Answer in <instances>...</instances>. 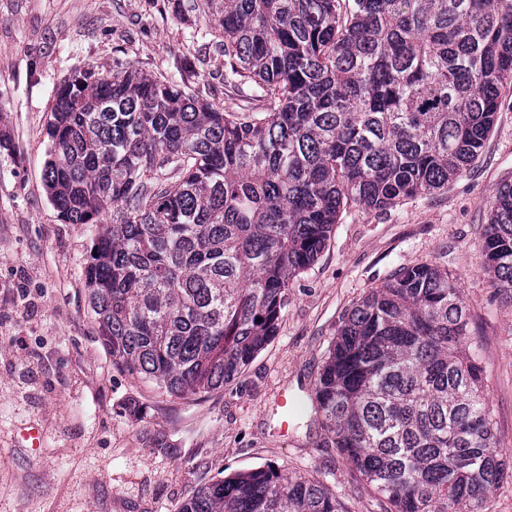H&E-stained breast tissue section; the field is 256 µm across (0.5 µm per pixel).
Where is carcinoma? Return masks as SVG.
Segmentation results:
<instances>
[{"label": "carcinoma", "mask_w": 512, "mask_h": 512, "mask_svg": "<svg viewBox=\"0 0 512 512\" xmlns=\"http://www.w3.org/2000/svg\"><path fill=\"white\" fill-rule=\"evenodd\" d=\"M210 14L224 112L123 62L63 80L44 181L65 224H101L84 280L112 364L162 395L221 390L278 329L291 281L341 212L448 188L477 157L512 77V0H187ZM512 299V184L482 233ZM467 307L433 263L399 268L343 315L308 395L381 512H485L495 452ZM179 512H348L274 464L198 488Z\"/></svg>", "instance_id": "carcinoma-1"}]
</instances>
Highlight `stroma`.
I'll return each instance as SVG.
<instances>
[{
	"label": "stroma",
	"instance_id": "obj_1",
	"mask_svg": "<svg viewBox=\"0 0 512 512\" xmlns=\"http://www.w3.org/2000/svg\"><path fill=\"white\" fill-rule=\"evenodd\" d=\"M204 28L175 0H0V512H177L199 486L269 463L318 479L348 512H380L307 395L345 311L422 262L462 290L464 345L483 368L496 451L512 460V301L493 288L480 248L494 196L512 184V84L484 148L447 189L343 212L290 286L272 342L223 390L189 402L113 366L83 275L98 229L63 223L45 189L54 91L120 60L172 79L193 69L208 101L237 111L249 97L225 87ZM282 393L298 411L282 415Z\"/></svg>",
	"mask_w": 512,
	"mask_h": 512
}]
</instances>
